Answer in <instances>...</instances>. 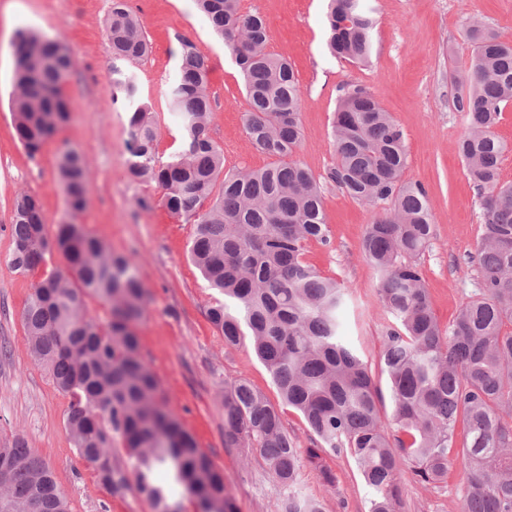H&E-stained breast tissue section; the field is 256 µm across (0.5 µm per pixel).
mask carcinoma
<instances>
[{"mask_svg": "<svg viewBox=\"0 0 512 512\" xmlns=\"http://www.w3.org/2000/svg\"><path fill=\"white\" fill-rule=\"evenodd\" d=\"M240 67L249 109L245 130L273 161L259 169H226L210 136L213 120L207 59L183 44L166 97L179 118L180 150L155 158L156 128L140 103L134 74L121 67L148 55L149 42L125 0H113L106 22L112 53L109 82L128 109L132 179L155 183L171 215L196 225L189 256L224 301L209 319L228 345L245 340L267 368L283 405L306 421L311 446L301 452L281 411L250 382L224 391V446L255 448L284 512H324L297 491L303 460L344 452L371 492L368 512H400V474L441 488L448 481L458 422L466 439L456 455L468 471L458 512H512V183L500 178L506 151L494 127L512 104V43L473 21L469 69L452 104L467 130L459 151L476 190L483 234L470 259L478 293L446 328L435 317L415 259L433 236L427 191L407 183L403 132L373 93L344 86L333 114L336 163L324 180L370 207L362 243L378 273L381 307L394 318L383 336L381 364L394 406L381 415L382 390L358 351L346 343L341 315L346 289L302 259L308 239L326 240L321 180L293 159L300 144L301 89L287 58L268 50L266 26L241 0H196ZM370 0H330L333 57L367 65L373 56ZM11 110L17 138L33 156L72 112L62 85L75 66L70 48L29 29L13 37ZM67 219L54 238L44 232L40 201L20 192L11 216L15 271L33 272L56 251L65 265L35 286L22 314L31 356L69 396L65 426L79 457L112 495L135 489L152 512H238L224 470L159 396L140 354L136 325L145 288L128 257L116 255L78 220L88 201L82 152L57 158ZM111 305L101 326L87 301ZM0 512H71L48 462L25 440L0 446Z\"/></svg>", "mask_w": 512, "mask_h": 512, "instance_id": "cac0c4a2", "label": "carcinoma"}]
</instances>
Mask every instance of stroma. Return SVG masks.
Instances as JSON below:
<instances>
[{"label": "stroma", "instance_id": "stroma-1", "mask_svg": "<svg viewBox=\"0 0 512 512\" xmlns=\"http://www.w3.org/2000/svg\"><path fill=\"white\" fill-rule=\"evenodd\" d=\"M375 56L371 67L332 57L326 47L328 0H243L261 16L271 52L288 57L302 93V138L294 158L316 177L335 162L330 139L339 88L369 89L402 129L408 160L402 179L421 183L434 217L430 246L418 260L431 306L441 326L450 325L480 283L469 260L483 233L478 201L458 141L466 121L452 107L454 82L463 78L474 45L473 19L512 42V0H373ZM142 20L152 51L135 64L140 92L157 129L156 158L167 162L178 148V118L165 96L188 40L207 58L214 100L211 137L227 166L260 168L270 162L248 138L243 118L244 87L232 55L208 18L189 0H127ZM112 0H0V46L28 28L69 46L75 67L62 87L72 104L69 121L36 155L18 141L11 118L13 54L0 53V443L24 436L54 469L72 512H150L136 492L113 496L92 467L75 453L64 417L69 399L29 353L22 313L43 272L27 275L9 263L10 222L18 192L36 196L54 235L66 203L56 175L64 148L83 152L89 168V202L80 221L113 253L131 258L146 290L137 325L143 359L159 381L168 407L229 478L239 512H283V495L263 471L257 452L224 445L225 387L245 379L271 402L279 396L269 373L248 343L228 346L208 318L218 293L187 257L193 225L170 215L156 185L134 182L127 173V114L112 99L107 76L112 54L105 23ZM327 242L309 240L303 259L347 288L344 334L385 383L380 354L393 318L377 297L378 276L363 258L361 244L370 209L333 184L324 187ZM334 478L303 467L301 488L319 499L324 512H367L370 493L348 455L324 456ZM402 512H457L466 487L461 460H454L446 485L422 487L410 474L401 479Z\"/></svg>", "mask_w": 512, "mask_h": 512}]
</instances>
